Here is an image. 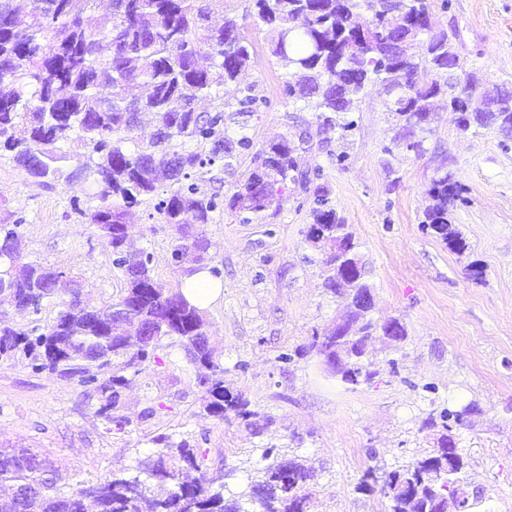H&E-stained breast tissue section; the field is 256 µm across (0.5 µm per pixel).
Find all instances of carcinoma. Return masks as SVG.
Here are the masks:
<instances>
[{
	"mask_svg": "<svg viewBox=\"0 0 512 512\" xmlns=\"http://www.w3.org/2000/svg\"><path fill=\"white\" fill-rule=\"evenodd\" d=\"M252 24L270 37V53L285 72L288 97L314 112L317 129L336 128L341 138L354 129L347 119L368 84L392 92L383 107L393 119V142L422 151L434 103L445 100L458 113L457 126L473 125L512 134V105L479 96V78L465 68L455 46L456 33L428 24L430 0H253ZM34 14L36 29H22L19 17ZM252 42L243 18L224 10V0H112L99 14V0H0V150L32 178L48 186L61 179L82 180L99 204L83 212L112 247L113 265L125 288L105 307L83 297L76 281L37 262H21L17 240L25 219L13 213L0 220V305L40 312L56 300L62 307L43 332L0 323V356L16 351L35 372L48 370L96 389L103 398L98 414L121 429L116 414L127 373L159 360L164 339L178 342L209 395L207 412L230 416L246 427L255 413L248 402L224 386L217 348L205 345V313L181 288H166L151 274L150 254L128 235L127 211L146 205L179 234L174 250L193 252L207 266L212 242L191 225L214 223L226 210L240 223L264 218L288 185L313 198L306 240L319 262L332 271L325 287L347 301L352 340L334 341L313 332L304 353L321 358L331 348L343 353L334 377L352 386L370 382L376 371L366 356V341L380 332L404 339L400 319L373 317L364 294L373 286L359 244L331 204L321 170L304 167L299 152L312 141L305 130L257 149L252 167L224 197L200 190L198 180L220 165L231 173L253 142L229 133L227 120L257 111L262 99L245 85ZM201 100L213 111L199 112ZM155 123L151 139L131 151L141 116ZM92 149L78 166L58 144L72 136ZM188 142L195 148L186 149ZM458 181L443 172L432 180V205L423 224L457 251L466 242L452 228L448 210L458 197ZM156 339L144 344L143 328ZM480 411L476 402L439 414L447 435L440 447L389 473L381 487L388 512H445L448 497L465 482V463L448 462L458 447L456 430ZM266 464L232 499L224 496L223 469L204 467L205 455L185 441L170 444L142 460L133 475L61 490L63 477L40 453L29 449L0 453V492L9 512H311L305 492V466L271 446Z\"/></svg>",
	"mask_w": 512,
	"mask_h": 512,
	"instance_id": "cac0c4a2",
	"label": "carcinoma"
}]
</instances>
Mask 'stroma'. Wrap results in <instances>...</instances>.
<instances>
[{
  "label": "stroma",
  "mask_w": 512,
  "mask_h": 512,
  "mask_svg": "<svg viewBox=\"0 0 512 512\" xmlns=\"http://www.w3.org/2000/svg\"><path fill=\"white\" fill-rule=\"evenodd\" d=\"M438 27H455L468 70L512 87V0H431ZM253 52L245 83L267 104L237 117L254 146L298 136L313 120L288 98L284 75L265 31L251 30ZM347 141L322 133L304 160L321 168L337 212L351 224L374 286L376 318H400L398 345L374 342L377 374L358 386L327 377L316 358L296 356L314 330L335 320L343 300L325 292L305 235L310 204L284 189L276 214L239 223L218 214L206 234L223 295L206 310L221 352L226 386L257 414V429L210 416L209 396L177 344L164 342L159 361L129 378L116 429L97 411L93 388L33 371L24 356L0 360V448H31L50 459L67 489L134 471L156 452V437L188 441L208 466L236 478L263 465L270 444L288 447L310 470L314 512H387L380 487L399 465L422 457L434 433L429 413L477 402L481 412L459 429L470 488L482 490V512H512V138L496 129L459 131L455 113L439 109L423 150L383 149L393 132L378 85L351 114ZM346 153L337 162V153ZM458 180L461 200L449 220L467 244L458 252L423 228L427 190L440 167ZM95 201L87 185L46 187L0 153V206L26 222L24 260L78 277L96 305L124 286L112 248L82 212ZM129 233L152 255L158 282L177 287L172 262L178 234L147 206L134 208ZM481 277H474V270ZM291 352L289 362L279 359ZM373 471L371 491L359 490Z\"/></svg>",
  "instance_id": "obj_1"
}]
</instances>
